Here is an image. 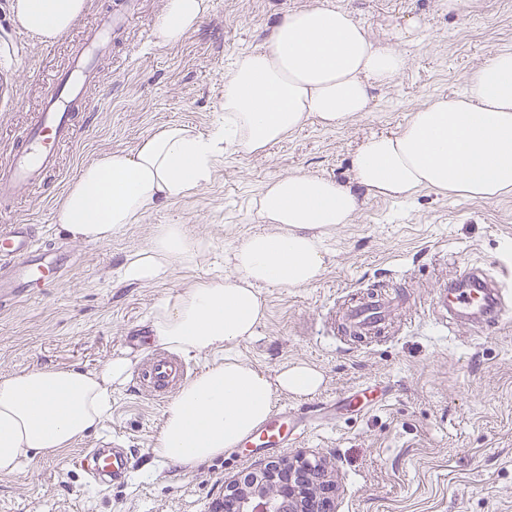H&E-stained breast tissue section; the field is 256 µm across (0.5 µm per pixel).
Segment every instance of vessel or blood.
I'll list each match as a JSON object with an SVG mask.
<instances>
[{
	"mask_svg": "<svg viewBox=\"0 0 512 512\" xmlns=\"http://www.w3.org/2000/svg\"><path fill=\"white\" fill-rule=\"evenodd\" d=\"M138 0H122L120 7L104 13L84 34L81 46L72 54L66 69L52 74L21 149L0 168V215L10 213L11 202L41 183L59 166L62 144L77 135V116L86 101L85 92L98 79L99 62L109 53L113 39L120 36ZM10 267L26 286H39L60 275L55 258L43 254L26 224L0 226V267ZM405 302L400 287L375 290L367 299L342 314L344 330L368 338L379 335L384 323ZM430 307L440 320L450 318L476 324L497 333L512 321V266L487 268L474 263L459 268L452 277L439 280ZM186 369L178 357L157 352L137 373L141 393L159 401L182 383ZM313 416L300 415L291 408L276 409L247 439V446L284 448L289 441L307 433ZM127 442L116 437L102 440L84 459L91 476H105L121 482L131 464Z\"/></svg>",
	"mask_w": 512,
	"mask_h": 512,
	"instance_id": "b4317fda",
	"label": "vessel or blood"
}]
</instances>
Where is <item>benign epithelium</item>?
I'll return each instance as SVG.
<instances>
[{
	"label": "benign epithelium",
	"mask_w": 512,
	"mask_h": 512,
	"mask_svg": "<svg viewBox=\"0 0 512 512\" xmlns=\"http://www.w3.org/2000/svg\"><path fill=\"white\" fill-rule=\"evenodd\" d=\"M336 483L328 466L303 456L282 457L247 480L224 484L215 512H335Z\"/></svg>",
	"instance_id": "1"
}]
</instances>
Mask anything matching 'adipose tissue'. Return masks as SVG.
<instances>
[{"label": "adipose tissue", "instance_id": "1", "mask_svg": "<svg viewBox=\"0 0 512 512\" xmlns=\"http://www.w3.org/2000/svg\"><path fill=\"white\" fill-rule=\"evenodd\" d=\"M89 0H12L17 24L49 44L88 10ZM214 0H165L153 36L174 47L197 31ZM422 23L410 21L374 38L329 0L285 13L263 47L239 54L224 74V115L210 133L162 126L131 150H109L84 165L56 209L72 239L111 243L128 225L207 182L225 148L258 154L316 119L327 129L370 111L371 92L403 72V46ZM352 182L298 172L267 182L256 201L270 233L244 237L224 274L160 300L140 338L144 349L204 357L202 369L169 398L153 455L181 472L223 456L271 413L278 394L310 396L324 382L304 362L275 374L233 353L252 340L267 315L264 290L304 288L318 280L324 243L351 223L362 195L407 199L427 189L449 198L494 199L512 193V49L473 69L458 95L415 109L396 132L367 139L355 153ZM203 242L182 225L157 226L148 245L128 254L120 280L148 286L175 266L203 258ZM138 356L124 350L94 368H30L0 375V476L58 455L99 426L113 392L129 384Z\"/></svg>", "mask_w": 512, "mask_h": 512}]
</instances>
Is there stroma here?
Instances as JSON below:
<instances>
[{
  "label": "stroma",
  "mask_w": 512,
  "mask_h": 512,
  "mask_svg": "<svg viewBox=\"0 0 512 512\" xmlns=\"http://www.w3.org/2000/svg\"><path fill=\"white\" fill-rule=\"evenodd\" d=\"M115 2L90 0L84 17L46 46L14 22L12 0H0V165L36 112L46 75L67 63L85 28ZM139 2L87 90L89 107L59 171L9 217L54 246L62 274L35 293L16 284L0 306V375L43 365L96 367L127 349L160 299L222 273L238 240L269 232L255 207L266 182L297 172L348 181L366 138L398 130L437 96L462 93L472 69L512 48V0H478L461 16L450 14L444 0H331L377 38L416 17L426 24L405 46L407 65L395 84L374 90L371 111L336 130L307 123L261 154L225 152L208 182L111 243L74 241L55 211L79 169L105 151L134 149L168 123L208 132L222 117L224 73L235 56L264 45L285 12L310 0H215L199 30L174 48L143 36L163 0ZM158 224L184 225L206 244L205 258L178 266L163 284L122 283L125 256L144 248ZM326 248V267L311 286L267 289L265 321L236 349L270 374L283 362L303 361L325 375L314 395L275 398V406L292 408L336 401L320 410L321 428L288 454L326 460L336 475V512H512V327L492 336L465 324L439 327L427 306L436 283L463 264L489 267L512 258V194L460 200L422 190L407 201L370 197ZM391 278L422 302L416 322L388 326L363 343L335 333L327 310ZM371 384L386 390L376 406L352 416L339 405ZM163 409L133 385L113 395L112 413L97 432L0 477V512H213L226 481L279 457L263 448L242 456L229 450L182 473L151 453ZM113 433L138 450V463L124 483L94 482L81 461Z\"/></svg>",
  "instance_id": "obj_1"
}]
</instances>
